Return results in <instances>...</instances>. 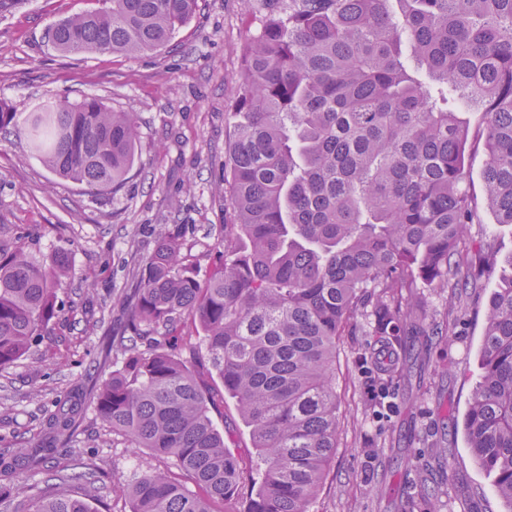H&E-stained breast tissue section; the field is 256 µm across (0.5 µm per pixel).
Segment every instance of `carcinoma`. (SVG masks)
<instances>
[{"label":"carcinoma","mask_w":512,"mask_h":512,"mask_svg":"<svg viewBox=\"0 0 512 512\" xmlns=\"http://www.w3.org/2000/svg\"><path fill=\"white\" fill-rule=\"evenodd\" d=\"M257 33L225 150L234 237L202 275L160 230L135 274L133 336L93 402L137 448L172 461L123 480L131 512H312L341 428L336 341L357 316L390 355L376 402L404 371L405 337L453 336L426 325L414 288L482 287L497 253L472 255L479 224L469 186L462 100L485 130L482 180L496 223L512 225V0H249ZM198 0H95L58 21L62 54L135 57L164 47ZM33 154L93 195L119 189L136 158L131 112L100 99L48 100L22 128ZM67 252L37 259L23 236L0 241V367L50 334L63 311ZM479 377L464 417L477 463L512 512V256L483 313ZM197 337L207 359L186 361ZM148 342L142 350L138 342ZM221 387H216V384ZM234 400L253 452L224 444L213 415ZM75 409L50 421L75 433ZM81 474L49 478L28 512H98Z\"/></svg>","instance_id":"obj_1"}]
</instances>
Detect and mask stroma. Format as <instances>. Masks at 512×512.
Here are the masks:
<instances>
[{
    "label": "stroma",
    "instance_id": "1",
    "mask_svg": "<svg viewBox=\"0 0 512 512\" xmlns=\"http://www.w3.org/2000/svg\"><path fill=\"white\" fill-rule=\"evenodd\" d=\"M89 0H23L0 16V101L32 111L48 98L96 97L139 122L137 160L122 188L93 196L64 182L29 150L17 129L0 132V238L28 237L40 257L67 251L72 271L60 285L65 305L89 304L96 331L64 321L22 359L0 367V457L38 441L60 401L85 377L107 375L104 337L127 333L133 272L156 245L155 228L168 225L183 242V265L206 269L214 247L229 234L232 210L214 183L224 170L225 140L242 68L241 48L256 32L247 0H199L196 15L161 50L135 58L118 54L65 56L45 33L59 20L89 9ZM500 284L492 271L483 288L452 305L438 288L421 289L428 318L455 327L452 338L416 336L417 357L397 384L399 395L376 419L371 381L359 353L367 344L351 325L336 344V391L341 429L335 458L314 512H426L412 507L419 472L438 448L447 457L435 472L441 512H501L492 479L476 463L462 421L479 374L483 312ZM96 465L99 495L109 512H130L108 475L166 460L106 427L85 400L72 441L59 445L46 466L21 468L19 490L0 512H22L43 488L48 470L68 474Z\"/></svg>",
    "mask_w": 512,
    "mask_h": 512
}]
</instances>
